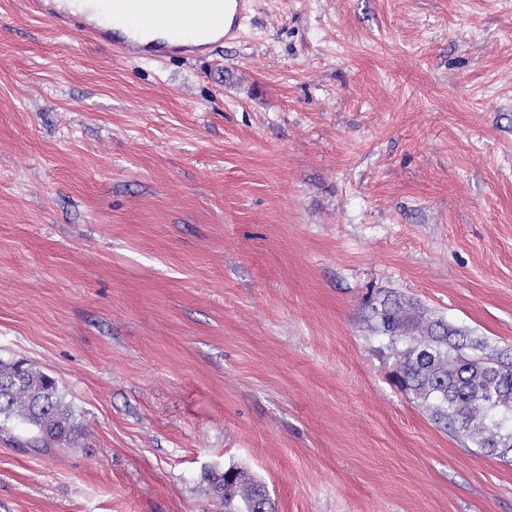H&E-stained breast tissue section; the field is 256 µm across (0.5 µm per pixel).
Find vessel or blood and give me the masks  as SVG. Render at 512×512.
I'll return each instance as SVG.
<instances>
[{
	"label": "vessel or blood",
	"mask_w": 512,
	"mask_h": 512,
	"mask_svg": "<svg viewBox=\"0 0 512 512\" xmlns=\"http://www.w3.org/2000/svg\"><path fill=\"white\" fill-rule=\"evenodd\" d=\"M62 32L132 59H203L241 38L253 0H29Z\"/></svg>",
	"instance_id": "obj_1"
}]
</instances>
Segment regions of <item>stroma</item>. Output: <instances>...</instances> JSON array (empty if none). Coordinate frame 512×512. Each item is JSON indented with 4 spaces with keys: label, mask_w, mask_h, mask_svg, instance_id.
Returning <instances> with one entry per match:
<instances>
[{
    "label": "stroma",
    "mask_w": 512,
    "mask_h": 512,
    "mask_svg": "<svg viewBox=\"0 0 512 512\" xmlns=\"http://www.w3.org/2000/svg\"><path fill=\"white\" fill-rule=\"evenodd\" d=\"M512 360V0H254L129 60L0 0V361L79 448L0 423V512H512V461L395 383L387 298ZM15 420L33 432L30 443L71 448L75 425L54 378L23 361L0 362V421ZM214 493L230 506L236 499L243 501V512H275L274 505L265 487L254 481H246L241 471L226 470L224 475L211 479Z\"/></svg>",
    "instance_id": "obj_1"
}]
</instances>
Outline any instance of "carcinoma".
Listing matches in <instances>:
<instances>
[{"label":"carcinoma","mask_w":512,"mask_h":512,"mask_svg":"<svg viewBox=\"0 0 512 512\" xmlns=\"http://www.w3.org/2000/svg\"><path fill=\"white\" fill-rule=\"evenodd\" d=\"M374 330L385 335L398 361L397 382L431 408L435 420L461 432L480 450L512 453V362L488 353V344L441 320H415L405 303L386 299L373 308ZM0 419L33 432L30 443L69 448L75 425L54 378L23 361L0 362ZM226 505L239 498L243 512H275L265 487L238 470L211 479Z\"/></svg>","instance_id":"cac0c4a2"}]
</instances>
